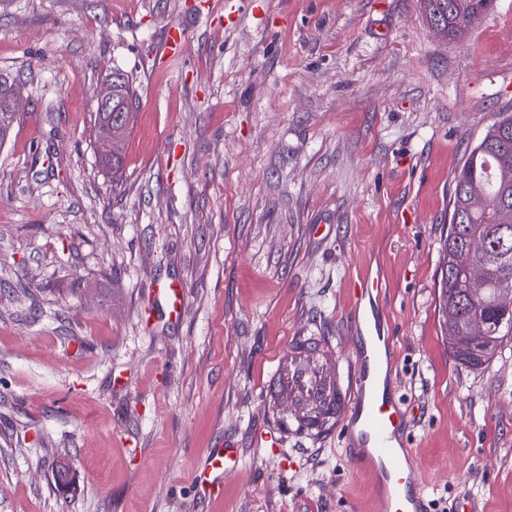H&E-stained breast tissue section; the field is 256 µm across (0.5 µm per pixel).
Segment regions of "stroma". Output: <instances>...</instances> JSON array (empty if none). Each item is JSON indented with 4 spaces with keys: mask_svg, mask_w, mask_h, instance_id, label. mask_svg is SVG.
<instances>
[{
    "mask_svg": "<svg viewBox=\"0 0 512 512\" xmlns=\"http://www.w3.org/2000/svg\"><path fill=\"white\" fill-rule=\"evenodd\" d=\"M205 2L0 0V512H370L342 434L256 441L292 336L346 355L369 264L426 493L512 512V337L467 367L436 309L456 170L512 112V0L459 39L420 0ZM116 69L139 98L117 181L93 122ZM227 438L237 468L201 498ZM237 465V455L229 443L224 448H212L204 463L197 469L194 486L203 496L216 497L222 491V476Z\"/></svg>",
    "mask_w": 512,
    "mask_h": 512,
    "instance_id": "stroma-1",
    "label": "stroma"
}]
</instances>
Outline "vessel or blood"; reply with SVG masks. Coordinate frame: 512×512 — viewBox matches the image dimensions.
<instances>
[{
  "label": "vessel or blood",
  "instance_id": "vessel-or-blood-1",
  "mask_svg": "<svg viewBox=\"0 0 512 512\" xmlns=\"http://www.w3.org/2000/svg\"><path fill=\"white\" fill-rule=\"evenodd\" d=\"M384 278L365 268L349 290L351 321L344 369L345 385L337 387L320 336H295L288 353V389L295 399L320 404V416L304 434L323 439L342 429L350 462L367 471L377 488L372 512H430L410 449L405 448L407 414L395 394L394 348L382 335L367 304L380 299ZM237 465L231 446L212 449L197 469L194 486L208 497L222 491L221 479Z\"/></svg>",
  "mask_w": 512,
  "mask_h": 512
}]
</instances>
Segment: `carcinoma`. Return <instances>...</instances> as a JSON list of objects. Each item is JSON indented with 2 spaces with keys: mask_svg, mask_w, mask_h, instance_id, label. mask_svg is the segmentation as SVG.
<instances>
[{
  "mask_svg": "<svg viewBox=\"0 0 512 512\" xmlns=\"http://www.w3.org/2000/svg\"><path fill=\"white\" fill-rule=\"evenodd\" d=\"M428 23L451 39L494 6V0H421ZM112 103L136 105V96L126 74L112 71ZM17 113L10 107V96L0 89V144L9 137ZM129 127L112 123V135L118 143V155L112 158V174L123 165V149ZM479 239L481 246L468 247ZM440 250L448 257L441 268L438 284V314L448 352L457 362L480 368L500 350L512 335V312L505 313L495 304L497 290L512 288V114L504 112L483 139L468 152L454 177L448 213V234L441 239ZM478 267L487 277L485 303L473 307L467 295V269ZM482 317L494 330L484 350L476 352L463 340L469 322Z\"/></svg>",
  "mask_w": 512,
  "mask_h": 512,
  "instance_id": "obj_1",
  "label": "carcinoma"
}]
</instances>
